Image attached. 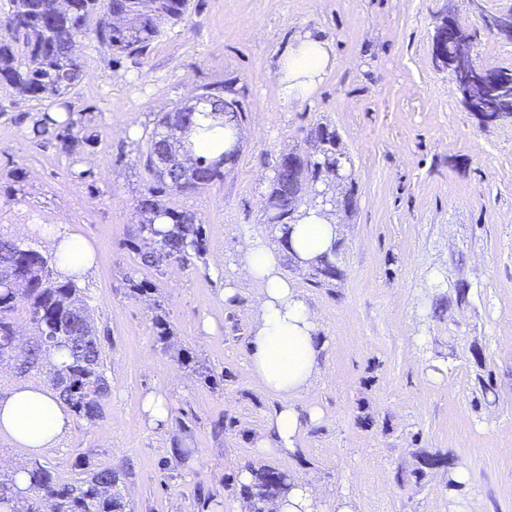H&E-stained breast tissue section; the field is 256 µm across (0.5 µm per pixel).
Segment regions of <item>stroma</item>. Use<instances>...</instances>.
Wrapping results in <instances>:
<instances>
[{
    "label": "stroma",
    "mask_w": 512,
    "mask_h": 512,
    "mask_svg": "<svg viewBox=\"0 0 512 512\" xmlns=\"http://www.w3.org/2000/svg\"><path fill=\"white\" fill-rule=\"evenodd\" d=\"M448 5L474 35V58L511 69L512 41L486 21L512 0H190L142 57L79 44L82 78L66 99L0 84V235L49 255L50 235L78 234L98 255L78 286L111 393L102 418H74L39 463L64 479L112 467L131 512H235L240 472L262 464L315 485L325 510L344 498L353 512H512V123L479 125L436 67L431 37ZM305 32L331 42L336 66L311 100L291 103L275 62ZM227 81L246 90L235 162L203 191L164 197L201 220L206 255L141 267L130 240L136 201L155 183L145 165L155 123ZM65 103L68 145L33 137ZM320 122L340 135L358 187L339 228L344 275L326 290L280 271L324 340L319 373L295 400L322 417L295 452L262 457L254 443L275 401L248 360L258 289L243 254L249 238L276 240L264 222L275 156ZM461 281L465 301L435 316V298ZM489 375L492 405L480 390ZM157 389L171 405L163 429L140 412ZM421 448L464 463L460 495L449 498L441 468L398 483Z\"/></svg>",
    "instance_id": "35a3bbf8"
}]
</instances>
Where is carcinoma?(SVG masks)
I'll list each match as a JSON object with an SVG mask.
<instances>
[{"mask_svg":"<svg viewBox=\"0 0 512 512\" xmlns=\"http://www.w3.org/2000/svg\"><path fill=\"white\" fill-rule=\"evenodd\" d=\"M64 11L56 0H6L7 16L0 21V83H7L18 94L30 99L61 96L81 80V68L74 56L76 44L94 39L112 52L139 56L162 38L169 24L185 16L189 0H67ZM103 13L95 29L87 28V19L95 11ZM473 92L491 107L512 105V70L500 69L498 85L479 84ZM211 100L209 112L217 126L239 127L244 101L233 85L204 89ZM194 111L183 105L166 113L158 125L171 122L181 127L177 138L164 142L153 131L146 164L156 169V160L166 148L176 150L184 131L193 125ZM307 153L286 154L277 168L267 195L266 223L277 225L283 242H288V225L297 222L294 210L300 180L328 183L336 170V161L344 155L341 138L326 124H316L307 132ZM236 152L212 163L193 159L199 182L183 187L180 174L166 180L157 176L158 186L148 187L140 195L136 211L140 216L134 237L143 244L138 252L141 263L160 269L172 261L188 262L206 251L203 228L191 213L168 208L162 202L166 191L206 189L224 179V167ZM159 218L170 228L154 227ZM339 248L321 256L308 272L314 288H331L341 277ZM55 260L34 246L0 237V275L16 274L26 288L16 293L0 286V366L21 363L18 375L33 371L44 374L56 390L66 386L60 398L73 413L90 422L100 418L103 402L111 392L104 372V354L94 319L81 291L70 279L56 276ZM25 312L33 331L32 349L22 354L15 340V313ZM444 466L453 469L450 452L421 451L417 466L399 474L402 483L420 481L425 469ZM29 476L28 491L23 492L15 474L0 473V512H126L127 504L117 491L118 472L103 468L72 481H62L51 469L34 462L24 468ZM251 478L239 485V494L250 512H275L270 508L292 487L290 476L274 467L250 468Z\"/></svg>","mask_w":512,"mask_h":512,"instance_id":"1","label":"carcinoma"}]
</instances>
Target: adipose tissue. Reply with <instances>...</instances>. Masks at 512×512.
<instances>
[{"instance_id": "ef3b65f1", "label": "adipose tissue", "mask_w": 512, "mask_h": 512, "mask_svg": "<svg viewBox=\"0 0 512 512\" xmlns=\"http://www.w3.org/2000/svg\"><path fill=\"white\" fill-rule=\"evenodd\" d=\"M335 65L327 40L310 32L296 38L278 58L283 97L291 102L307 100ZM195 118L199 128L188 137L194 155L214 161L234 147V129L211 130L207 112L196 113ZM289 238L294 256L304 263L329 252L337 232L319 209L311 208L292 226ZM54 248L63 275L79 280L96 265L93 248L80 235L56 239ZM280 261V252L266 241H247L244 269L259 289L258 314L248 344L250 368L277 401L256 444L263 456L295 452L302 433L321 417L318 408L302 409L294 403L318 371L320 347L311 312L293 282L281 276ZM71 431L66 406L51 390L20 386L0 399V432L30 455L56 447Z\"/></svg>"}]
</instances>
